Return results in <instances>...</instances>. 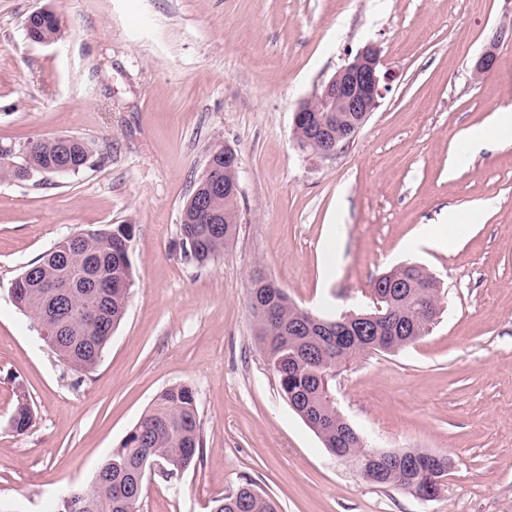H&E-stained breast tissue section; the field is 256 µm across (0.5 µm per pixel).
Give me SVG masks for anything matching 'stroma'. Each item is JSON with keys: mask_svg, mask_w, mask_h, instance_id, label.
<instances>
[{"mask_svg": "<svg viewBox=\"0 0 512 512\" xmlns=\"http://www.w3.org/2000/svg\"><path fill=\"white\" fill-rule=\"evenodd\" d=\"M39 8L58 39L32 43ZM512 0H0V144L70 136L76 174L0 180V512H53L87 489L165 388L196 393L203 453L140 512H210L249 483L278 512H512V145L468 137L512 107ZM388 90L331 157L299 152L293 113L367 43ZM496 71L474 80L488 48ZM241 158L237 231L185 255L182 209L214 146ZM456 216L446 250L419 245ZM128 224L133 284L92 371L62 361L11 296L61 239ZM405 263L443 284L428 335L367 354L333 382L338 410L379 450L449 458L430 500L364 480L279 392L255 337L256 272L312 314L373 305ZM33 408L12 431L18 399Z\"/></svg>", "mask_w": 512, "mask_h": 512, "instance_id": "obj_1", "label": "stroma"}]
</instances>
